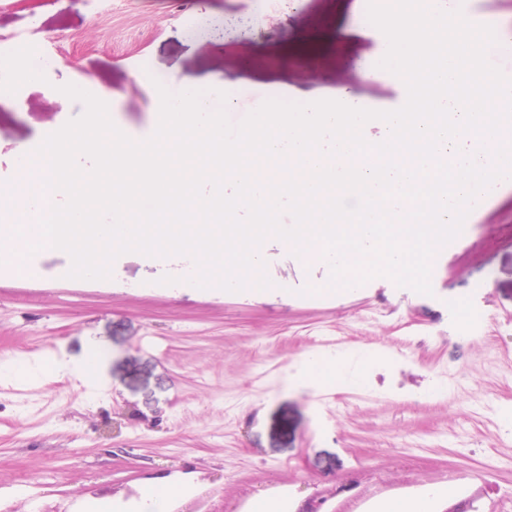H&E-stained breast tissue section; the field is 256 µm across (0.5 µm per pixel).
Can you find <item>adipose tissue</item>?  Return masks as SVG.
<instances>
[{
  "mask_svg": "<svg viewBox=\"0 0 512 512\" xmlns=\"http://www.w3.org/2000/svg\"><path fill=\"white\" fill-rule=\"evenodd\" d=\"M386 354L376 350L353 353L320 350L289 365L288 385L320 391L326 388H361L368 383V372L385 362ZM101 361L97 349L86 351L82 359L72 362L58 357L36 356L0 360V380L17 384L44 383L62 374H70L84 386H94Z\"/></svg>",
  "mask_w": 512,
  "mask_h": 512,
  "instance_id": "adipose-tissue-1",
  "label": "adipose tissue"
}]
</instances>
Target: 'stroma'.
<instances>
[{
  "label": "stroma",
  "instance_id": "obj_1",
  "mask_svg": "<svg viewBox=\"0 0 512 512\" xmlns=\"http://www.w3.org/2000/svg\"><path fill=\"white\" fill-rule=\"evenodd\" d=\"M368 25L364 0H9L0 38L42 44L55 63L0 104V183L13 179L20 145L37 148L83 114L66 84L111 93L131 135L148 127L154 82L202 75L246 78L231 92L234 124L289 86L394 107L374 42L352 35ZM259 253L271 281L261 291L196 288L185 255L125 253L110 278L86 280L69 277L58 249L30 274H0V357L102 353L92 391L70 377L0 384V486L15 512H28L21 477L53 512L130 506L154 481L200 494V512H246L272 495L295 504L341 485L356 492L372 477L374 507L419 495L449 470L482 512H505L512 429L497 410L512 404V185L482 199L435 259L429 295L386 277L330 292L328 262H304L275 237ZM315 336L391 356L363 389L316 396L280 385ZM456 377L461 388L426 396Z\"/></svg>",
  "mask_w": 512,
  "mask_h": 512
}]
</instances>
